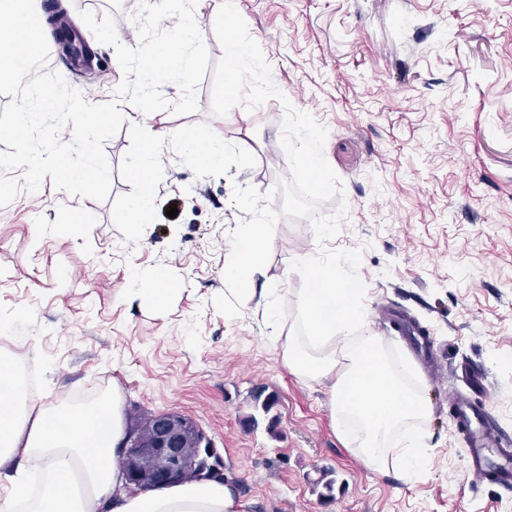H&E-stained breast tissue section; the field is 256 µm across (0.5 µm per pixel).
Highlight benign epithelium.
Instances as JSON below:
<instances>
[{"mask_svg":"<svg viewBox=\"0 0 512 512\" xmlns=\"http://www.w3.org/2000/svg\"><path fill=\"white\" fill-rule=\"evenodd\" d=\"M196 424L174 413L152 416L149 434L135 439L126 457L132 464L125 470L128 485L136 488L169 485L185 479L201 465L200 454L188 448Z\"/></svg>","mask_w":512,"mask_h":512,"instance_id":"7a95c632","label":"benign epithelium"}]
</instances>
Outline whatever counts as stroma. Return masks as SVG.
<instances>
[{
  "label": "stroma",
  "instance_id": "35a3bbf8",
  "mask_svg": "<svg viewBox=\"0 0 512 512\" xmlns=\"http://www.w3.org/2000/svg\"><path fill=\"white\" fill-rule=\"evenodd\" d=\"M238 10L276 85L328 130L324 156L344 196L317 211H346L331 245L362 252L360 331L381 338L392 364H410L406 381L431 408L432 467L410 483L374 471L340 437L327 383L281 359L302 286L291 262L319 245L309 220L281 213L291 178L281 102L211 112L216 0L195 7L212 62L197 110L162 112L153 126L207 124L249 150L253 168L198 179L164 147L158 219L126 243L112 200L132 190L120 165L140 117L124 101L104 145L109 199L47 178L0 208V337L37 367L36 403L78 406L116 387L128 426L156 412L191 417L245 512H512V490L470 475L450 410L472 394L465 368L486 370L487 408L512 442V0H238ZM88 50L93 65L77 73L50 44L46 68L108 102L123 79L116 52L93 38ZM81 209L90 223H74ZM258 221L273 241L274 327L224 282L229 228ZM136 274L183 288L160 308L133 296ZM259 393L275 405L253 424Z\"/></svg>",
  "mask_w": 512,
  "mask_h": 512
}]
</instances>
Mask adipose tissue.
Returning a JSON list of instances; mask_svg holds the SVG:
<instances>
[{"label":"adipose tissue","mask_w":512,"mask_h":512,"mask_svg":"<svg viewBox=\"0 0 512 512\" xmlns=\"http://www.w3.org/2000/svg\"><path fill=\"white\" fill-rule=\"evenodd\" d=\"M272 241L263 224L236 225L224 257V279L242 304L257 302L267 323L278 320L270 291L258 287ZM305 291L307 344L284 337L282 359L295 374L330 384L331 415L373 469L410 480L430 464L423 442L403 427L427 418L425 401L404 382L383 352L380 337L358 335L364 315L334 269L309 272ZM120 391L96 405L62 410L25 405L11 362L0 359V478L12 489L0 512H243L232 488L213 481H184L146 492L125 488L114 460L128 436Z\"/></svg>","instance_id":"1"}]
</instances>
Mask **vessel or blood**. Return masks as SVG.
Segmentation results:
<instances>
[{
    "mask_svg": "<svg viewBox=\"0 0 512 512\" xmlns=\"http://www.w3.org/2000/svg\"><path fill=\"white\" fill-rule=\"evenodd\" d=\"M456 429L465 436L468 468L477 481L512 486V450L490 425L483 401L459 399L453 404Z\"/></svg>",
    "mask_w": 512,
    "mask_h": 512,
    "instance_id": "1",
    "label": "vessel or blood"
}]
</instances>
